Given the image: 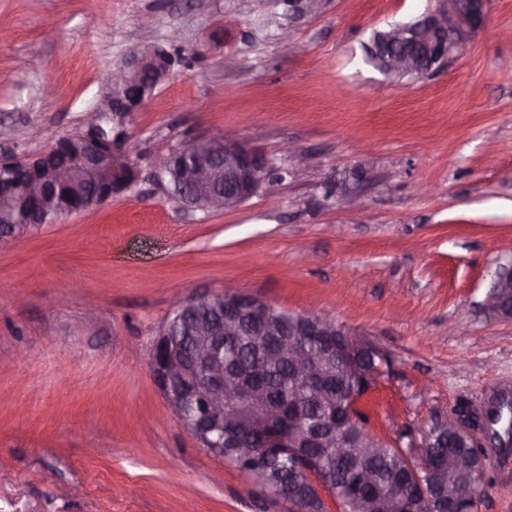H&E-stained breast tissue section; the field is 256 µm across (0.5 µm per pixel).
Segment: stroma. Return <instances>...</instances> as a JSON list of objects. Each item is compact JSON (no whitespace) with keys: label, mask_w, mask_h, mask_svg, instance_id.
Wrapping results in <instances>:
<instances>
[{"label":"stroma","mask_w":512,"mask_h":512,"mask_svg":"<svg viewBox=\"0 0 512 512\" xmlns=\"http://www.w3.org/2000/svg\"><path fill=\"white\" fill-rule=\"evenodd\" d=\"M445 3L0 0L2 155L79 131L134 48L178 53L129 127L138 185L0 245V512H289L183 430L149 370L177 303L228 283L387 350L365 409L400 447L512 390V322L484 304L512 264V0L437 72L365 62L374 31ZM227 129L305 151L308 174L218 212L156 181ZM355 169L358 214L335 193ZM484 463L475 512H512V448Z\"/></svg>","instance_id":"1"}]
</instances>
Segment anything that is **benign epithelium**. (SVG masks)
<instances>
[{
	"label": "benign epithelium",
	"instance_id": "7a95c632",
	"mask_svg": "<svg viewBox=\"0 0 512 512\" xmlns=\"http://www.w3.org/2000/svg\"><path fill=\"white\" fill-rule=\"evenodd\" d=\"M485 7L486 0H448V7L426 14L416 30L391 26L386 43L426 39L428 55L424 64L433 73L465 49L484 23ZM385 59L395 71L418 66L405 54H391ZM173 62L172 53L161 45L144 44L130 52L112 69L109 91L88 113L80 132L57 139L33 158L0 156V200L19 206L21 217L32 220L34 214L52 210L82 212L135 187L140 170L126 148L127 127L169 75ZM288 162L290 175L295 178L308 167V157L293 148L288 149ZM277 163L278 159L234 134L222 132L171 152L159 163L156 176L170 182L173 176H180L179 187L187 191L185 203L190 207L232 210L254 195L277 187L268 177ZM510 288L512 267L505 266L498 271L485 298L487 308L503 319V302L509 298ZM216 296L221 298L223 308L216 317L204 321V328L194 325L188 336L162 333L150 350L149 367L155 385L183 429L211 455L214 449L224 447L227 439L238 448L240 456L248 458L255 453L254 437L282 420L288 423V429L263 442L264 448H290L308 460L334 446L337 456L347 457L360 432L358 397L351 395L342 406L343 417L336 421V429L320 435L298 428L294 405L270 403L257 372L241 371L235 381L230 377L231 367L224 364V348L236 345L246 327L252 341L265 346L268 302L228 285L217 295L200 293L177 307L194 305L206 310ZM303 317L308 319L306 326L266 346V357L276 363L286 361L303 372L318 398L330 403L337 391L327 369L329 360L339 358L356 377L358 358L383 348L329 317L316 313ZM504 402L512 407L511 391L479 408L459 407L426 435V441L446 428L474 448H511L512 435L501 439L488 426L489 416ZM465 467L461 459L448 460V487L452 490L448 507L452 512H467L470 491L457 481ZM302 473L299 484L288 487L290 512H308L311 504L323 503L332 495L324 477L306 468ZM397 500L395 493L382 500L371 499L365 509L395 512Z\"/></svg>",
	"mask_w": 512,
	"mask_h": 512
}]
</instances>
